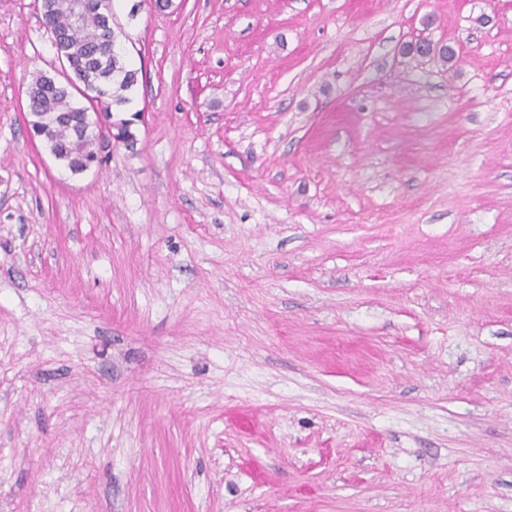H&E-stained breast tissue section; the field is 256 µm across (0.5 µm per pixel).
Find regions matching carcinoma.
Listing matches in <instances>:
<instances>
[{
    "instance_id": "1",
    "label": "carcinoma",
    "mask_w": 512,
    "mask_h": 512,
    "mask_svg": "<svg viewBox=\"0 0 512 512\" xmlns=\"http://www.w3.org/2000/svg\"><path fill=\"white\" fill-rule=\"evenodd\" d=\"M42 15L68 72L62 82L44 73L33 78L27 91L32 129L66 169L80 174L95 159L88 113L113 119L115 138L123 145L136 143L134 120H116L113 112L129 102L138 71L128 65L126 52L101 41L102 26L112 16L110 0H84L78 17L75 0H42ZM83 91L91 96L82 103L75 94Z\"/></svg>"
}]
</instances>
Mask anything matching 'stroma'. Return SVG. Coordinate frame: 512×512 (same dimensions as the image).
<instances>
[{
	"label": "stroma",
	"instance_id": "stroma-1",
	"mask_svg": "<svg viewBox=\"0 0 512 512\" xmlns=\"http://www.w3.org/2000/svg\"><path fill=\"white\" fill-rule=\"evenodd\" d=\"M134 2L73 175L0 0V512H512V0Z\"/></svg>",
	"mask_w": 512,
	"mask_h": 512
}]
</instances>
